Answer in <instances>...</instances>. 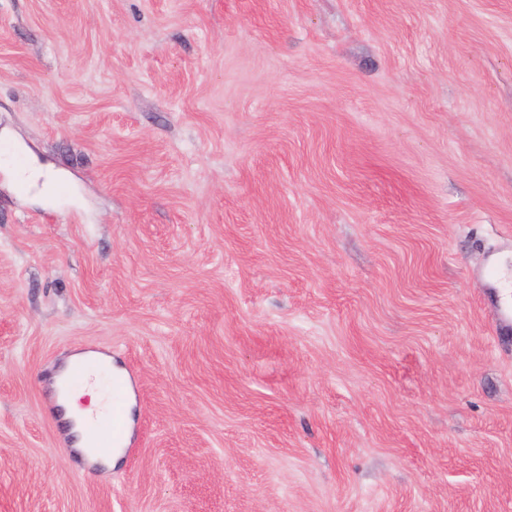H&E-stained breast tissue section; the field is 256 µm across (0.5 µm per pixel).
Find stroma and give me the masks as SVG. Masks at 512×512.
Here are the masks:
<instances>
[{
    "label": "stroma",
    "instance_id": "35a3bbf8",
    "mask_svg": "<svg viewBox=\"0 0 512 512\" xmlns=\"http://www.w3.org/2000/svg\"><path fill=\"white\" fill-rule=\"evenodd\" d=\"M0 143V512H512V0H0ZM92 356L100 361L96 362L100 368L112 373L111 358L93 354H74L55 375L54 386L58 390V403L63 409L64 419L73 423L71 432L76 439L77 448L84 449L92 461L111 469L121 458V448L92 447L90 436L86 431V424L92 420V416L96 414L98 419L104 417L105 409L108 407L98 374L92 381L85 379L80 383H73L69 379L70 370L74 366L87 362V359ZM83 394L90 395L87 408H80L76 403L77 398ZM114 395L107 418V422L112 426V433L108 435L111 444L115 443L124 447L126 438V418H125V397L120 385L115 384L112 387Z\"/></svg>",
    "mask_w": 512,
    "mask_h": 512
}]
</instances>
